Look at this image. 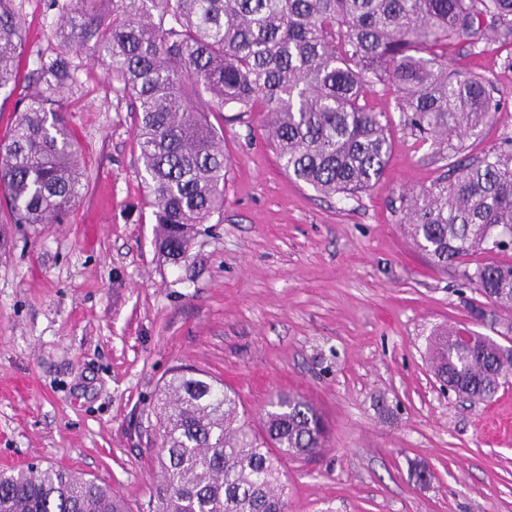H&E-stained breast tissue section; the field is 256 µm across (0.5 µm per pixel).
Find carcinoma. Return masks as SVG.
I'll return each instance as SVG.
<instances>
[{"label": "carcinoma", "mask_w": 512, "mask_h": 512, "mask_svg": "<svg viewBox=\"0 0 512 512\" xmlns=\"http://www.w3.org/2000/svg\"><path fill=\"white\" fill-rule=\"evenodd\" d=\"M66 0L68 49L94 41L90 60L129 96L142 180L153 198L157 245L178 263L200 227L224 209L229 159L208 114H263L288 176L325 196L354 195L383 175L387 113L369 103L380 84L397 89L420 139L448 147V173L412 197L405 224L436 265L512 245V142L460 161L498 112L496 89L450 73L435 49L475 48L482 24L512 37V0ZM82 21H77V18ZM25 22L0 0V90L15 88ZM428 53L429 57L422 56ZM72 78L63 56L39 62L11 140L0 146V188L13 224H61L85 170L59 96ZM499 239L501 243L494 244ZM468 280L512 309V265L477 266ZM448 389L491 400L512 375V347L445 330L430 344ZM161 445L149 512H287L281 462L327 447L322 415L279 396L256 436L238 396L199 372L178 369L154 406ZM0 512H131L106 485L64 468L0 472Z\"/></svg>", "instance_id": "1"}]
</instances>
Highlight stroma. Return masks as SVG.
Wrapping results in <instances>:
<instances>
[{
    "label": "stroma",
    "instance_id": "obj_1",
    "mask_svg": "<svg viewBox=\"0 0 512 512\" xmlns=\"http://www.w3.org/2000/svg\"><path fill=\"white\" fill-rule=\"evenodd\" d=\"M15 3L21 74L64 54L74 67L63 107L88 178L61 224L10 223L0 197V461L75 471L147 512L156 393L185 367L234 390L255 429L280 392L323 412L327 448L284 462L288 512H512V384L472 401L443 389L429 353L444 328L512 345V311L466 278L512 264V250L441 268L414 246L406 199L447 171L448 150L405 124L394 88L368 96L389 116L392 154L356 197L288 177L260 113L211 114L230 158L224 210L171 264L128 97L53 37V0ZM447 60L501 92L466 155L499 148L512 137V43L489 31Z\"/></svg>",
    "mask_w": 512,
    "mask_h": 512
}]
</instances>
